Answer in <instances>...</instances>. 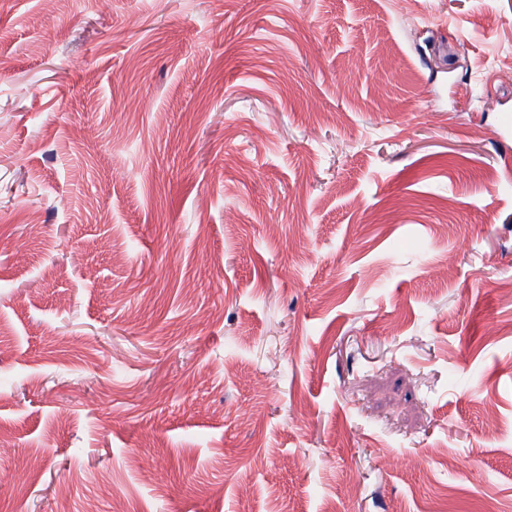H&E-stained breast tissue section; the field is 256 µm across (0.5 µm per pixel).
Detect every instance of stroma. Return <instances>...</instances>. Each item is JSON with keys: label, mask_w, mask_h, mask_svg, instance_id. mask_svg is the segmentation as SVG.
I'll list each match as a JSON object with an SVG mask.
<instances>
[{"label": "stroma", "mask_w": 512, "mask_h": 512, "mask_svg": "<svg viewBox=\"0 0 512 512\" xmlns=\"http://www.w3.org/2000/svg\"><path fill=\"white\" fill-rule=\"evenodd\" d=\"M507 113L512 0H0V512H512Z\"/></svg>", "instance_id": "stroma-1"}]
</instances>
